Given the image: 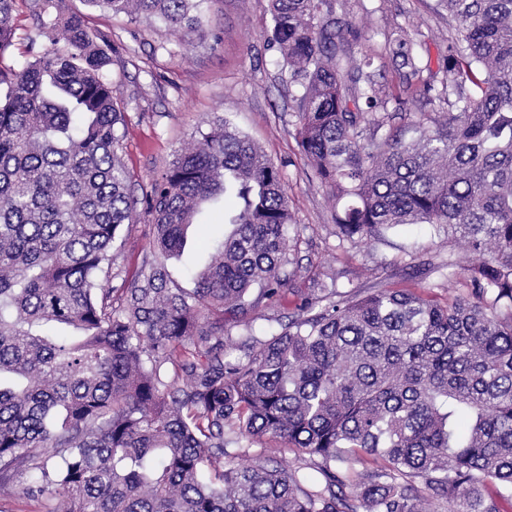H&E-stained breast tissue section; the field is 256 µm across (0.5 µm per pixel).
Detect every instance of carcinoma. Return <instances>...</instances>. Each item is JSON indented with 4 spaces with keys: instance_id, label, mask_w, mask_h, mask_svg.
Returning <instances> with one entry per match:
<instances>
[{
    "instance_id": "1",
    "label": "carcinoma",
    "mask_w": 512,
    "mask_h": 512,
    "mask_svg": "<svg viewBox=\"0 0 512 512\" xmlns=\"http://www.w3.org/2000/svg\"><path fill=\"white\" fill-rule=\"evenodd\" d=\"M16 2L0 0V481L25 479L46 512H356L353 496L365 512H432L434 498L499 512L512 498V0H440L460 21L448 110L408 141L381 133L388 95L359 85L353 28L328 0H271L273 43L303 89L299 144L338 204V238L429 224L475 264L469 294L451 301L340 291L321 267L264 340L259 309L294 290L279 168L211 121L143 195L159 259L125 288L102 287L137 204L112 46L86 15L46 20L52 0H37L53 48L30 37L19 65ZM83 2L183 38L203 28L201 0ZM207 204L232 230L203 245L188 292L163 258ZM229 318L243 334L224 336ZM244 437L304 464L224 461ZM365 456L381 465L354 471Z\"/></svg>"
}]
</instances>
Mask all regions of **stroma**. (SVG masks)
<instances>
[{"mask_svg": "<svg viewBox=\"0 0 512 512\" xmlns=\"http://www.w3.org/2000/svg\"><path fill=\"white\" fill-rule=\"evenodd\" d=\"M335 15L361 31L350 39V55L364 74L392 89L404 70L397 54L399 40L412 43L422 72L413 77V93L390 101L391 129L441 119L447 106L420 95L423 82L441 85L445 78L448 37L458 29L438 0H331ZM204 33L184 43L157 19L132 18L109 11L90 17L91 27L112 42V83L127 112L121 156L130 172L131 189L142 196L177 152L209 120H230L252 139L280 169L288 190L296 240L287 271L307 286L310 268L335 269L341 287L367 288L400 280L429 288L443 286L444 296L467 295V268L473 257L463 244L448 242L427 224L388 231L372 242L339 241L335 203L315 177L299 143L294 100L301 92L290 79L271 41L273 18L269 0H204ZM222 226L212 216L199 218L187 233L180 254L166 267L179 287L193 290V271L205 263L202 239H218ZM114 253L112 285L127 287L134 273L155 258L152 217L138 204L121 232Z\"/></svg>", "mask_w": 512, "mask_h": 512, "instance_id": "obj_1", "label": "stroma"}]
</instances>
